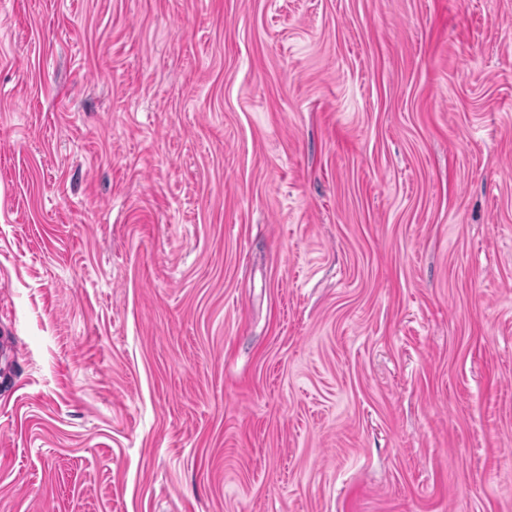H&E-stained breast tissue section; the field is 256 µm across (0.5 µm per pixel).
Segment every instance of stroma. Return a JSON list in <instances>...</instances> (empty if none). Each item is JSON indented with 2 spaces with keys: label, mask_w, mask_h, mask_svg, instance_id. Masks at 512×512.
Segmentation results:
<instances>
[{
  "label": "stroma",
  "mask_w": 512,
  "mask_h": 512,
  "mask_svg": "<svg viewBox=\"0 0 512 512\" xmlns=\"http://www.w3.org/2000/svg\"><path fill=\"white\" fill-rule=\"evenodd\" d=\"M0 512H512V0H0Z\"/></svg>",
  "instance_id": "35a3bbf8"
}]
</instances>
